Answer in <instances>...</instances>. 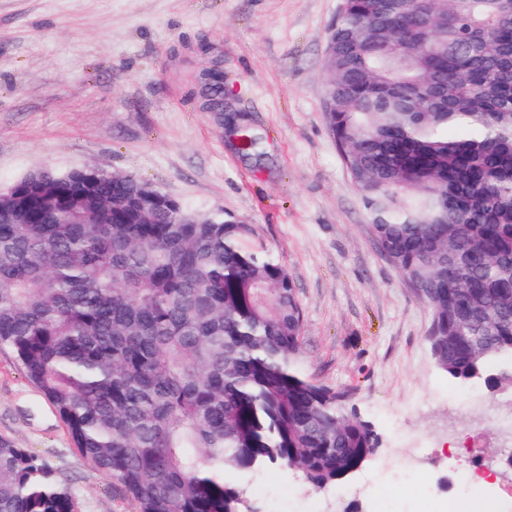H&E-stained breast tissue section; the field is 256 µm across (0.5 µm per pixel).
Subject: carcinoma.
Returning <instances> with one entry per match:
<instances>
[{"mask_svg": "<svg viewBox=\"0 0 512 512\" xmlns=\"http://www.w3.org/2000/svg\"><path fill=\"white\" fill-rule=\"evenodd\" d=\"M333 29L327 126L381 254L431 309L436 365L512 383V17L498 0H349ZM37 179L0 193V346L138 512H252L240 476L280 465L323 489L379 447L300 370L293 280L250 225L174 224L103 171ZM0 512L75 497L0 438Z\"/></svg>", "mask_w": 512, "mask_h": 512, "instance_id": "1", "label": "carcinoma"}]
</instances>
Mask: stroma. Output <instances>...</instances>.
<instances>
[{
    "label": "stroma",
    "instance_id": "1",
    "mask_svg": "<svg viewBox=\"0 0 512 512\" xmlns=\"http://www.w3.org/2000/svg\"><path fill=\"white\" fill-rule=\"evenodd\" d=\"M342 0H0V191L31 170L129 174L200 214L224 211L288 269L302 313L299 367L343 392L381 441L344 484L315 490L292 469L242 478L254 512H371L364 473L421 451L439 494L493 471L512 512V386L465 398L435 364L431 312L381 255L325 122L329 29ZM224 63L237 115L265 140L243 155L200 108L198 75ZM500 425H490V417ZM0 438L41 458L76 512H137L75 448L53 407L0 349Z\"/></svg>",
    "mask_w": 512,
    "mask_h": 512
}]
</instances>
